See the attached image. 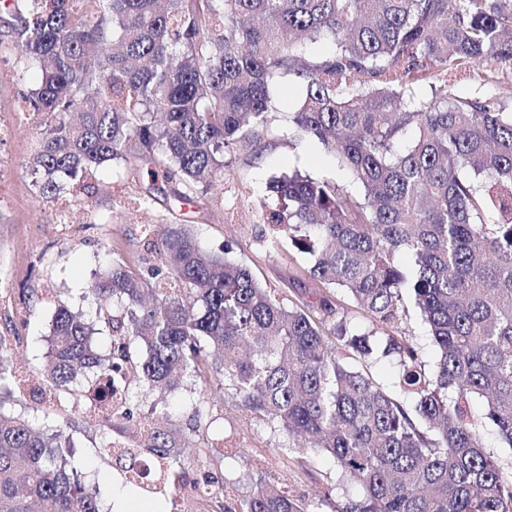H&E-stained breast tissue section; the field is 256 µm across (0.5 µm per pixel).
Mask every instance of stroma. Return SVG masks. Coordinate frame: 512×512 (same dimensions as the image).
I'll list each match as a JSON object with an SVG mask.
<instances>
[{"label": "stroma", "instance_id": "obj_1", "mask_svg": "<svg viewBox=\"0 0 512 512\" xmlns=\"http://www.w3.org/2000/svg\"><path fill=\"white\" fill-rule=\"evenodd\" d=\"M12 21L10 10L0 5V115L16 111L21 93L32 85L18 63ZM37 132L36 124L24 119L0 141V336L14 337L10 357L34 372L46 363L45 337L58 305L94 318L96 301L87 291L94 272L116 258L145 267L158 263L157 253L147 248L152 225H191L209 251L232 245L234 258L249 265L263 286L293 297L314 289L306 273L312 258L284 243L271 250L256 240L254 226L261 211L278 204L266 189L269 180L297 169L314 178L336 179L354 197L363 193L333 156L311 140L288 139L281 122L273 121L262 132L261 158L233 156L223 180L205 189L194 204L176 206L159 192L149 209L139 208L148 180L130 175L120 162L96 172L87 198L46 199L25 166ZM28 302L34 303V314L25 321L14 318V311ZM95 393L96 378L88 374L77 380L61 406L47 407L25 385L0 391V404L37 429L69 438L82 472L108 505L123 479L114 459L98 451L99 430L87 426L94 417ZM197 397L187 383L164 400L132 389L133 417L121 420V430L131 435L141 420L171 413L174 424L189 432L176 444L187 478L210 472L226 483L225 492L197 500L171 487L147 500L134 492L128 497L133 507L146 503L152 512H220L224 504L239 507L260 484L312 502L319 512H335L360 496L356 485H337L330 459L302 449L286 453L283 436L266 421L247 416L231 399L216 402L197 422H190L186 406Z\"/></svg>", "mask_w": 512, "mask_h": 512}]
</instances>
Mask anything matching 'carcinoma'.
I'll list each match as a JSON object with an SVG mask.
<instances>
[{
	"label": "carcinoma",
	"instance_id": "carcinoma-1",
	"mask_svg": "<svg viewBox=\"0 0 512 512\" xmlns=\"http://www.w3.org/2000/svg\"><path fill=\"white\" fill-rule=\"evenodd\" d=\"M13 0L20 62L38 72L23 110L43 120L26 167L45 198L74 194L121 160L171 198L189 202L224 177L226 156L260 158L278 112L273 83L304 88L288 116L361 184L273 178L279 206L260 240L313 257L320 292L290 299L263 286L232 248L205 252L186 224L165 225L160 262L114 261L90 282L95 324L60 305L45 373L32 392L55 406L78 376L100 383L98 425L115 427L131 384L161 394L185 381L197 419L220 395L273 426L288 447L329 458L362 496L337 512H512V474L481 444L493 426L512 448V107L490 92L452 93L476 72L490 88L512 69V0ZM329 44L322 56L307 45ZM427 83L428 99L415 85ZM415 132L404 150L399 145ZM406 252L412 275L397 262ZM343 294L369 324L337 319ZM411 299L437 360L398 331ZM395 359L397 391L365 362ZM23 382L0 338V384ZM144 443L107 435L146 495L168 484L209 494L218 478L187 480L178 429L143 422ZM9 512H101L57 437L0 410V503ZM239 512H317L259 484Z\"/></svg>",
	"mask_w": 512,
	"mask_h": 512
}]
</instances>
